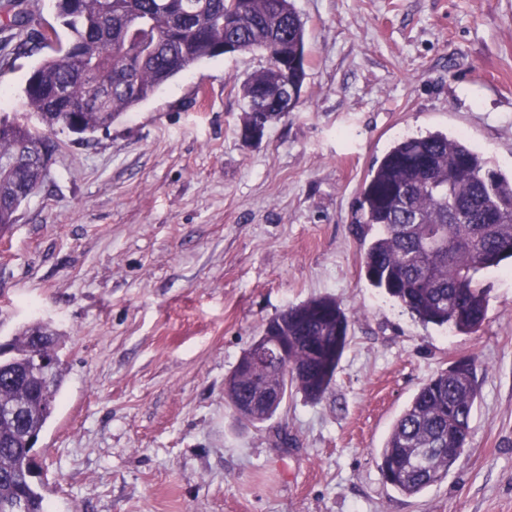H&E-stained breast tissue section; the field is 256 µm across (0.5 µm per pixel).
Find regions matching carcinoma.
Instances as JSON below:
<instances>
[{
    "label": "carcinoma",
    "instance_id": "carcinoma-1",
    "mask_svg": "<svg viewBox=\"0 0 512 512\" xmlns=\"http://www.w3.org/2000/svg\"><path fill=\"white\" fill-rule=\"evenodd\" d=\"M67 30L43 21L32 0H0V69L12 56L50 48L24 95L41 127L0 116V231L40 187L56 148L52 137L106 129L146 102L169 79L234 41L263 51L268 65L241 87V130L271 125L294 110L305 78V24L293 0H54ZM288 79L294 95L277 106L262 91ZM356 223L378 232L364 253L366 276L423 324L460 333L479 329L487 294L478 275L512 258V179L490 169L460 137L435 132L401 139L373 166L360 191ZM349 319L335 300L313 298L270 320L262 335L288 342V366L271 365L255 379L243 364L224 381L225 403L270 420L296 387L319 401L331 387L348 343ZM61 337L32 324L0 354V406L21 403L25 414L0 421V512H45L34 478L29 436L54 413L66 369ZM53 362L44 381L35 361ZM477 398L472 361L424 383L394 423L381 448L385 482L406 496L421 493L456 465L466 447Z\"/></svg>",
    "mask_w": 512,
    "mask_h": 512
}]
</instances>
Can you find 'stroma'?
<instances>
[{
	"instance_id": "1",
	"label": "stroma",
	"mask_w": 512,
	"mask_h": 512,
	"mask_svg": "<svg viewBox=\"0 0 512 512\" xmlns=\"http://www.w3.org/2000/svg\"><path fill=\"white\" fill-rule=\"evenodd\" d=\"M308 55L297 108L240 135L262 52L199 63L109 129L62 134L0 235V341L36 322L67 372L35 449L47 512H512V263L485 270L477 332L422 324L373 287L355 202L406 136H461L512 175V0H294ZM0 72V111L36 124ZM315 297L350 318L317 402L291 390L240 422L224 380L268 321ZM478 397L457 465L415 496L380 450L457 360Z\"/></svg>"
}]
</instances>
